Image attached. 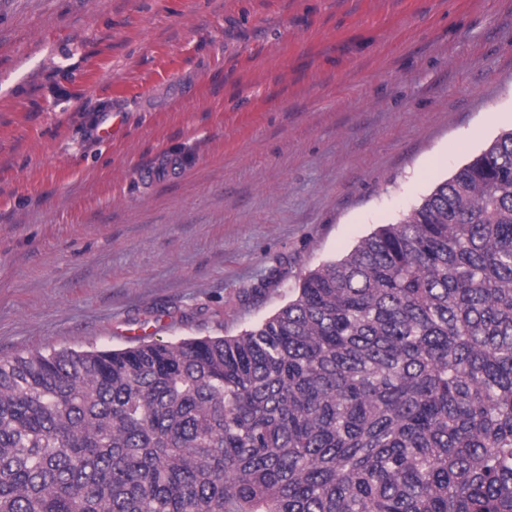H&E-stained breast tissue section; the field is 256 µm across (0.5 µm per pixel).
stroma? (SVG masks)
I'll return each mask as SVG.
<instances>
[{
  "instance_id": "obj_1",
  "label": "stroma",
  "mask_w": 512,
  "mask_h": 512,
  "mask_svg": "<svg viewBox=\"0 0 512 512\" xmlns=\"http://www.w3.org/2000/svg\"><path fill=\"white\" fill-rule=\"evenodd\" d=\"M511 129L512 0H0V359L238 335Z\"/></svg>"
}]
</instances>
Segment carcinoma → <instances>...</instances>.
<instances>
[{
  "label": "carcinoma",
  "instance_id": "obj_1",
  "mask_svg": "<svg viewBox=\"0 0 512 512\" xmlns=\"http://www.w3.org/2000/svg\"><path fill=\"white\" fill-rule=\"evenodd\" d=\"M0 512H512V130L239 335L0 359Z\"/></svg>",
  "mask_w": 512,
  "mask_h": 512
}]
</instances>
